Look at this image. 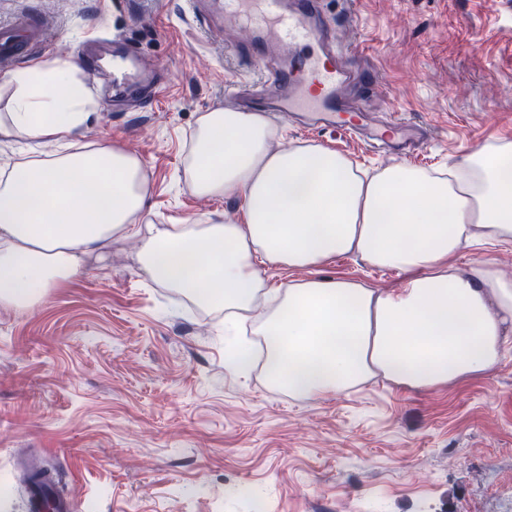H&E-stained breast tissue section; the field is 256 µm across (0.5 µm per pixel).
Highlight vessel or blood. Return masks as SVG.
<instances>
[{
  "label": "vessel or blood",
  "mask_w": 512,
  "mask_h": 512,
  "mask_svg": "<svg viewBox=\"0 0 512 512\" xmlns=\"http://www.w3.org/2000/svg\"><path fill=\"white\" fill-rule=\"evenodd\" d=\"M224 12L256 35V62L264 72L260 93L272 112L305 114L309 126L342 128L354 133L367 121L352 102L353 86L370 88L376 73L357 71L343 62L322 11V0H224ZM23 42L10 30L0 31V65L12 64ZM130 56L115 50L112 86L118 97L154 99L158 84L145 78L129 81ZM408 121L390 118L377 123L372 147L385 149L404 139Z\"/></svg>",
  "instance_id": "vessel-or-blood-1"
}]
</instances>
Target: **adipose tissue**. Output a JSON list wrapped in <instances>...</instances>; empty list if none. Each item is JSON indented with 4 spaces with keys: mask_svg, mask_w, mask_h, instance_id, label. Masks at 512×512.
<instances>
[{
    "mask_svg": "<svg viewBox=\"0 0 512 512\" xmlns=\"http://www.w3.org/2000/svg\"><path fill=\"white\" fill-rule=\"evenodd\" d=\"M0 81L11 90L0 136L52 149L0 165V307L42 301L87 260H106L113 238L136 236L154 281L223 308L225 322L269 298L254 330L262 367L298 398L378 377L433 389L491 374L512 348V279L488 260L456 264L474 242L512 243V142L471 149L451 179L406 163L362 177L320 145L271 149L264 115L221 107L198 121L190 175L200 196H241L242 223L142 226V161L114 146L66 149L92 106L73 63ZM344 254L406 279L377 290L315 275L264 291L263 267L307 269Z\"/></svg>",
    "mask_w": 512,
    "mask_h": 512,
    "instance_id": "ef3b65f1",
    "label": "adipose tissue"
}]
</instances>
